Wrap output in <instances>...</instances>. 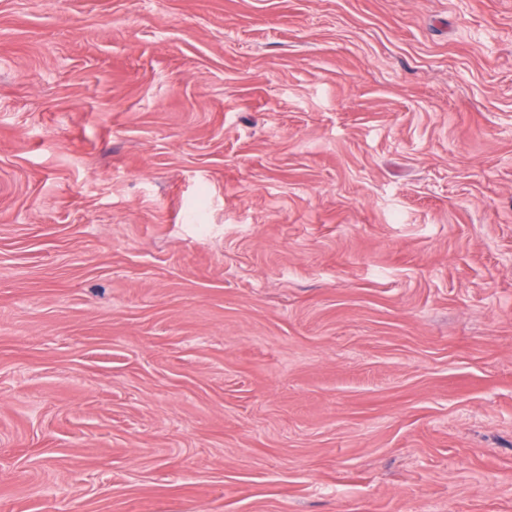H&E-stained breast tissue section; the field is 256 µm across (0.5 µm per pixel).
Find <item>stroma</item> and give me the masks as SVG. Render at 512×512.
<instances>
[{
  "label": "stroma",
  "instance_id": "35a3bbf8",
  "mask_svg": "<svg viewBox=\"0 0 512 512\" xmlns=\"http://www.w3.org/2000/svg\"><path fill=\"white\" fill-rule=\"evenodd\" d=\"M0 512H512V0H0Z\"/></svg>",
  "mask_w": 512,
  "mask_h": 512
}]
</instances>
